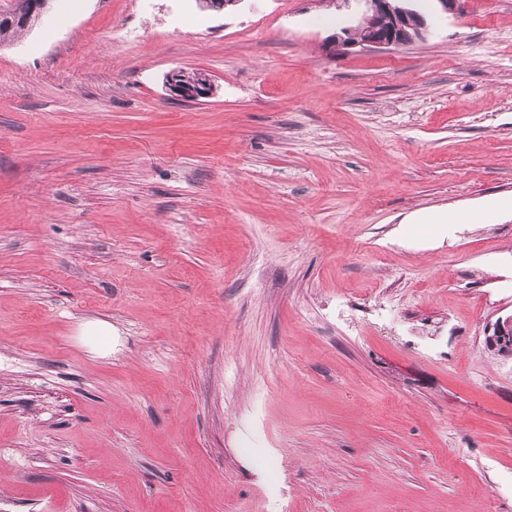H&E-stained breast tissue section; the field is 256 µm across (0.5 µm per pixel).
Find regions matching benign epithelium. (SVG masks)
<instances>
[{"instance_id":"benign-epithelium-1","label":"benign epithelium","mask_w":512,"mask_h":512,"mask_svg":"<svg viewBox=\"0 0 512 512\" xmlns=\"http://www.w3.org/2000/svg\"><path fill=\"white\" fill-rule=\"evenodd\" d=\"M370 15L381 23L356 34L353 29H343L332 35L326 43V52L350 54L368 48L395 49L425 38L428 25L425 18L417 22L410 19L409 10L395 5L397 0H364ZM169 91L183 99L197 101L212 94L210 78L201 73L198 80L187 84L181 71H173L167 80ZM486 349L498 356L512 357V314L498 318L484 336Z\"/></svg>"}]
</instances>
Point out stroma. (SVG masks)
<instances>
[{"label": "stroma", "instance_id": "obj_1", "mask_svg": "<svg viewBox=\"0 0 512 512\" xmlns=\"http://www.w3.org/2000/svg\"><path fill=\"white\" fill-rule=\"evenodd\" d=\"M418 7L347 55L363 0L0 44V512H512V0ZM397 1L402 0H364L370 16L380 18L381 23L365 29L361 36L347 28L333 34L327 40L326 52L350 54L368 48L395 49L424 40L428 31L425 18L412 22L409 10L395 5ZM408 28L412 29L413 35ZM169 91L183 99L197 101L208 98L212 94V83L210 78L200 73L195 83L187 84L181 77V70L173 71L167 80ZM484 345L498 356L512 357V313L499 317L485 331ZM83 336H97L93 349L99 354H109L112 351V326L107 322L85 324Z\"/></svg>", "mask_w": 512, "mask_h": 512}]
</instances>
